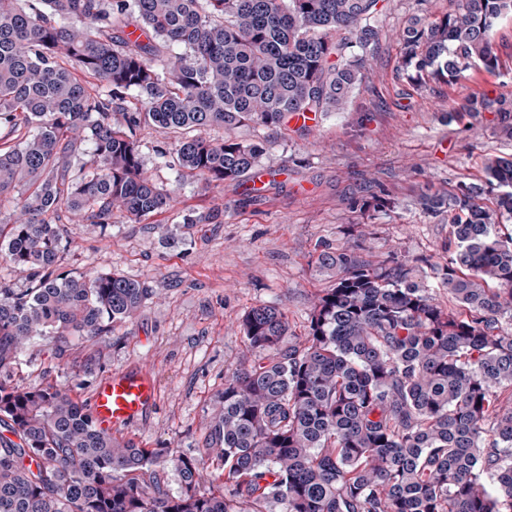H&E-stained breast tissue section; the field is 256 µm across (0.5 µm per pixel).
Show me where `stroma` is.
<instances>
[{"instance_id":"1","label":"stroma","mask_w":512,"mask_h":512,"mask_svg":"<svg viewBox=\"0 0 512 512\" xmlns=\"http://www.w3.org/2000/svg\"><path fill=\"white\" fill-rule=\"evenodd\" d=\"M448 9L449 0H383L377 36L364 54L366 79L345 111L321 115L312 129H235L234 137L264 141L261 167L274 179L262 194L179 179L157 154L164 136L140 128L146 168L173 189V208L140 224L115 217L104 234L90 224L68 225L65 264L89 275L117 271L156 294L99 340L62 350L53 337L35 338L19 357L15 381L61 383L83 402L101 376L150 364L160 401L128 439L199 457L224 379L242 352L245 313L276 307L291 334L304 336L310 300L328 284L313 263L319 242L359 244L378 259L394 252L412 264L426 260L430 284L447 300L435 270L448 260V219L423 212L416 196L482 182L486 156L512 157V135L500 120L512 114V16L500 19L492 36L498 73L474 70L453 85L417 88L401 72L406 19ZM470 97L490 101L491 110L449 120ZM381 190L391 207L360 212L359 202Z\"/></svg>"}]
</instances>
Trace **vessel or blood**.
<instances>
[{"label": "vessel or blood", "instance_id": "obj_1", "mask_svg": "<svg viewBox=\"0 0 512 512\" xmlns=\"http://www.w3.org/2000/svg\"><path fill=\"white\" fill-rule=\"evenodd\" d=\"M158 400L152 369L139 365L102 377L91 392L88 410L99 429L116 435L142 423Z\"/></svg>", "mask_w": 512, "mask_h": 512}]
</instances>
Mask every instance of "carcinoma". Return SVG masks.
Segmentation results:
<instances>
[{
	"mask_svg": "<svg viewBox=\"0 0 512 512\" xmlns=\"http://www.w3.org/2000/svg\"><path fill=\"white\" fill-rule=\"evenodd\" d=\"M380 0H0V512H512V160L488 156L484 185L426 191L451 237L433 294L420 269L359 245L324 246L328 286L306 336L285 313L244 316L241 357L224 380L205 452L224 489L202 488L195 457L98 429L61 385L11 373L37 336L61 344L112 335L153 289L119 272L66 269L65 224L102 231L172 207L148 175L136 131L174 140L157 150L182 178L238 184L259 139L213 128L282 125L290 112H342L362 81L360 52ZM512 0H453L440 18L399 33L402 72L422 86L458 82L500 60L491 32ZM130 90L139 103L127 100ZM469 98L450 118L486 109ZM503 188L496 208L485 189ZM165 459L180 492L153 467Z\"/></svg>",
	"mask_w": 512,
	"mask_h": 512,
	"instance_id": "cac0c4a2",
	"label": "carcinoma"
}]
</instances>
